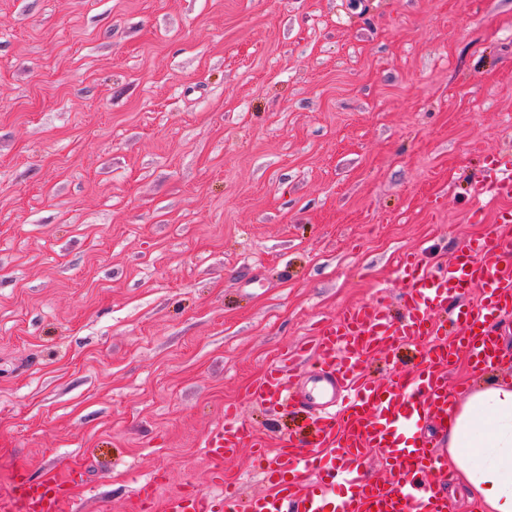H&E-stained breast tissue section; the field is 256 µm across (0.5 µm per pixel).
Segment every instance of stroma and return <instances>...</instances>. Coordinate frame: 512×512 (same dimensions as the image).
<instances>
[{
    "instance_id": "1",
    "label": "stroma",
    "mask_w": 512,
    "mask_h": 512,
    "mask_svg": "<svg viewBox=\"0 0 512 512\" xmlns=\"http://www.w3.org/2000/svg\"><path fill=\"white\" fill-rule=\"evenodd\" d=\"M512 0H0V498L215 491L205 435L409 252L485 235ZM85 474L72 469L64 478L54 471L33 477L26 467H19L14 476L13 495L0 499L1 512H64L72 490L83 483Z\"/></svg>"
}]
</instances>
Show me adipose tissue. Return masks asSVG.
<instances>
[{
	"instance_id": "obj_1",
	"label": "adipose tissue",
	"mask_w": 512,
	"mask_h": 512,
	"mask_svg": "<svg viewBox=\"0 0 512 512\" xmlns=\"http://www.w3.org/2000/svg\"><path fill=\"white\" fill-rule=\"evenodd\" d=\"M448 467L480 512H512V382L487 383L454 404Z\"/></svg>"
}]
</instances>
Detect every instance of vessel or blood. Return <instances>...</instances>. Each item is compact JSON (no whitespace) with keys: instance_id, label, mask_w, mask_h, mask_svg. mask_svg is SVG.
Segmentation results:
<instances>
[{"instance_id":"b4317fda","label":"vessel or blood","mask_w":512,"mask_h":512,"mask_svg":"<svg viewBox=\"0 0 512 512\" xmlns=\"http://www.w3.org/2000/svg\"><path fill=\"white\" fill-rule=\"evenodd\" d=\"M474 195L511 199L512 158L488 155ZM400 275L406 288L400 316L390 315L381 299L348 307L248 391L249 402L270 408L289 400L317 403L310 416L313 454H303L291 436L269 442L237 408L225 407L223 423L205 438L207 456L219 472L241 448H254L264 492L243 497L186 489L160 502L150 482L135 494L141 512H450L446 485L428 478L448 471V456L438 446L448 434V368L461 351L475 373L502 359L492 321L512 310V209L501 211L491 233L466 244L452 262L429 265L410 254ZM402 343L421 347L417 367L396 368L380 384L368 381L365 360ZM301 354L320 363L312 395L300 392L297 375L286 372ZM375 450L387 468L380 480L370 479L363 466ZM84 478L79 469L61 478L18 468L13 495L0 499V512H65Z\"/></svg>"}]
</instances>
